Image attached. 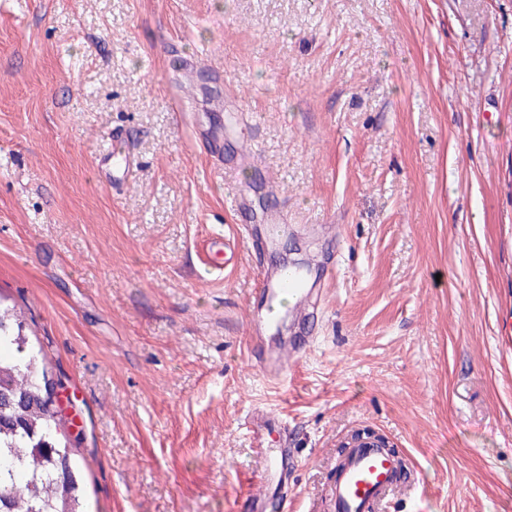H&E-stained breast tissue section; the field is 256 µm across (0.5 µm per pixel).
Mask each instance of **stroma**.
Listing matches in <instances>:
<instances>
[{
  "label": "stroma",
  "instance_id": "1",
  "mask_svg": "<svg viewBox=\"0 0 512 512\" xmlns=\"http://www.w3.org/2000/svg\"><path fill=\"white\" fill-rule=\"evenodd\" d=\"M283 258L313 306L276 385L249 324ZM0 295L86 512H239L257 417L292 512H333L360 429L406 466L385 512H512V0H0ZM137 165L133 147L120 131H114L111 147L100 154L98 172L112 181V186L121 187L132 179Z\"/></svg>",
  "mask_w": 512,
  "mask_h": 512
}]
</instances>
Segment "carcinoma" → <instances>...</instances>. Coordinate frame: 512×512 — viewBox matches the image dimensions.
Instances as JSON below:
<instances>
[{
    "label": "carcinoma",
    "mask_w": 512,
    "mask_h": 512,
    "mask_svg": "<svg viewBox=\"0 0 512 512\" xmlns=\"http://www.w3.org/2000/svg\"><path fill=\"white\" fill-rule=\"evenodd\" d=\"M25 329L22 312L0 299V512H83L46 355L32 351Z\"/></svg>",
    "instance_id": "cac0c4a2"
}]
</instances>
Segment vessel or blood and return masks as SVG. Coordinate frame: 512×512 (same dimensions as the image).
<instances>
[{
	"instance_id": "obj_1",
	"label": "vessel or blood",
	"mask_w": 512,
	"mask_h": 512,
	"mask_svg": "<svg viewBox=\"0 0 512 512\" xmlns=\"http://www.w3.org/2000/svg\"><path fill=\"white\" fill-rule=\"evenodd\" d=\"M138 161L133 147L121 132H113L109 149L102 152L98 170L113 185L123 186L129 182ZM306 292L302 272L294 267L281 268L274 279L262 288L263 302L250 323L254 331L265 325L280 323L279 304L282 300L302 299ZM266 467L256 478V484L264 487L261 495L247 496L248 512H288V482L280 450L264 449ZM397 459L382 449L370 445L351 448L344 464L336 472V480L330 488V498L335 512H380L398 483Z\"/></svg>"
}]
</instances>
